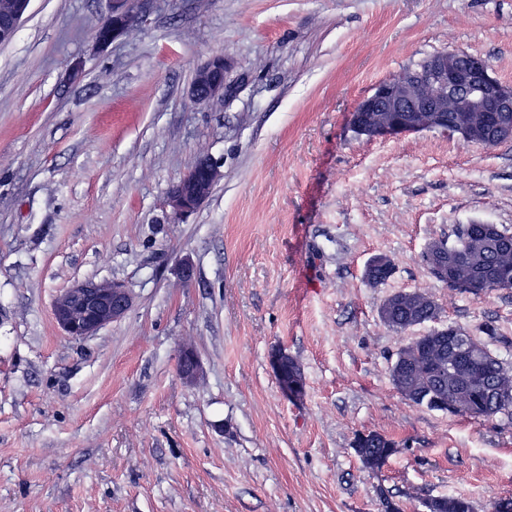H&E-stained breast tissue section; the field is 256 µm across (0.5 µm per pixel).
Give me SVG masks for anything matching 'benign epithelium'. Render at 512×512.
Here are the masks:
<instances>
[{"label": "benign epithelium", "mask_w": 512, "mask_h": 512, "mask_svg": "<svg viewBox=\"0 0 512 512\" xmlns=\"http://www.w3.org/2000/svg\"><path fill=\"white\" fill-rule=\"evenodd\" d=\"M104 32H96L95 42L104 50L125 36L131 25L144 21V0H109ZM31 7V0H16L13 13L0 20V41L13 39ZM224 71V55L216 53L201 66L189 89L195 102L224 95V81L215 77ZM480 112L479 126H459L448 130V113ZM351 127L359 138L375 139L406 133L434 130L452 132L463 142L484 146L500 138L512 140V86L501 82L483 57L442 51L427 57L415 70L395 82H381L354 109ZM224 178L221 165L204 155L198 166L187 171L172 185L167 205L174 224L186 220L210 197ZM448 242L438 243L428 254L432 277L448 283V264L441 256ZM133 297L120 281L82 280L65 289L55 300L54 318L63 333L72 338L96 335L104 327L125 317ZM182 378L192 383L200 372L195 353L184 348L178 356Z\"/></svg>", "instance_id": "7a95c632"}]
</instances>
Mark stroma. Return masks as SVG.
<instances>
[{"mask_svg": "<svg viewBox=\"0 0 512 512\" xmlns=\"http://www.w3.org/2000/svg\"><path fill=\"white\" fill-rule=\"evenodd\" d=\"M107 0H32L0 45V512H423L512 498V423L405 403L397 351L428 332L379 308L417 291L437 326L512 366V292L461 294L422 262L458 225L512 228V143L421 131L367 140L357 104L441 51L512 85V0H146L97 51ZM224 95L188 89L214 53ZM82 62L80 78L70 76ZM202 152L223 180L180 224L171 185ZM378 255L393 273L363 279ZM194 279L182 283V260ZM117 279L120 322L64 336L55 297ZM201 376L186 383L178 353ZM282 349L305 394L283 393ZM398 451L377 471L353 446ZM354 450L364 466H367L371 460L379 461L383 466L398 451V448L395 441L386 435L369 431L366 438L354 445ZM426 502L427 512H475L470 499L463 496L445 495L429 498Z\"/></svg>", "mask_w": 512, "mask_h": 512, "instance_id": "1", "label": "stroma"}]
</instances>
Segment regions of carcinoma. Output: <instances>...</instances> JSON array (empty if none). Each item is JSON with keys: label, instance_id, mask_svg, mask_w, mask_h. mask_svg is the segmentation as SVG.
<instances>
[{"label": "carcinoma", "instance_id": "cac0c4a2", "mask_svg": "<svg viewBox=\"0 0 512 512\" xmlns=\"http://www.w3.org/2000/svg\"><path fill=\"white\" fill-rule=\"evenodd\" d=\"M497 236H490L482 224H461L456 242L462 251L448 254V277L457 283L455 290L464 293L462 284L483 279L489 283L499 276L512 274V231L500 226ZM391 314L383 319L390 329L403 332L411 324L434 320L438 306L424 293L401 295ZM454 336H437L429 331L403 346L396 353L390 377L395 390L409 404L425 405L470 419L497 416L512 421V366L495 355L478 336L455 326ZM278 382L305 389L300 365L288 356ZM363 465L376 460L385 464L398 451L395 441L376 431L354 446ZM427 512H475L470 499L445 495L426 500Z\"/></svg>", "mask_w": 512, "mask_h": 512}]
</instances>
